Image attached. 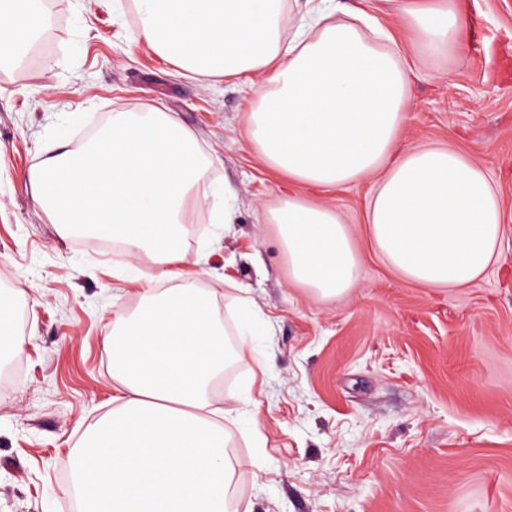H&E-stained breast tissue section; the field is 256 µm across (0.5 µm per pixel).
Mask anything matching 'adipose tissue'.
Wrapping results in <instances>:
<instances>
[{
  "label": "adipose tissue",
  "instance_id": "obj_1",
  "mask_svg": "<svg viewBox=\"0 0 512 512\" xmlns=\"http://www.w3.org/2000/svg\"><path fill=\"white\" fill-rule=\"evenodd\" d=\"M416 58L458 56L468 19L457 0H394ZM137 39L191 75L257 85L244 138L297 189L266 212L289 279L337 300L355 288L360 256L337 208L303 188L371 179L365 222L399 276L427 288H465L498 260L500 192L456 146L400 147L418 78L392 51L395 32L369 0H134ZM347 11L348 21L336 20ZM47 18L39 0H0V51L32 42ZM208 163L195 135L150 106L117 112L80 152L34 168L31 186L62 235L81 229L152 254L141 306L112 328L111 411L78 442V512H229L226 453L234 408L214 382L224 369V323L206 292L187 285L184 216Z\"/></svg>",
  "mask_w": 512,
  "mask_h": 512
}]
</instances>
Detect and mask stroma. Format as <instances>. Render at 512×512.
<instances>
[{
	"mask_svg": "<svg viewBox=\"0 0 512 512\" xmlns=\"http://www.w3.org/2000/svg\"><path fill=\"white\" fill-rule=\"evenodd\" d=\"M53 48L33 67H0V289H17L23 347L0 386V512H71L60 476L117 382L105 339L133 312L149 255L60 236L35 202L31 170L94 138L113 113L163 105L210 160L208 193L184 246L201 253L236 329L237 285L263 325L254 356L218 388L238 397L227 452L235 512H512V0H459L464 50L446 71L421 68L410 144L448 142L498 186L501 258L466 288L400 278L373 248V184L320 192L350 223L359 283L324 301L288 280L266 210L288 190L241 136L255 89L185 76L136 34L113 0H54ZM238 190L237 222L217 226L219 189ZM235 282L227 284L224 272Z\"/></svg>",
	"mask_w": 512,
	"mask_h": 512,
	"instance_id": "stroma-1",
	"label": "stroma"
}]
</instances>
